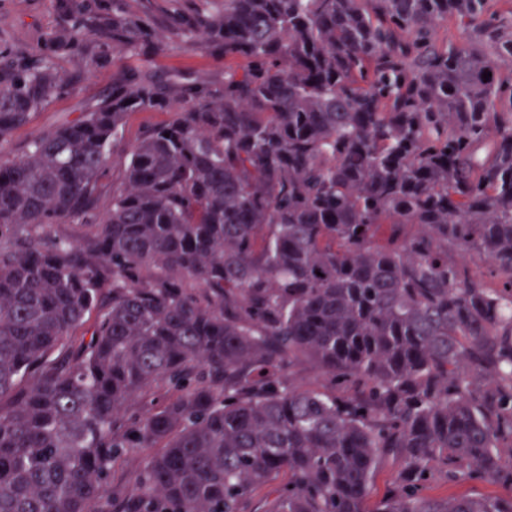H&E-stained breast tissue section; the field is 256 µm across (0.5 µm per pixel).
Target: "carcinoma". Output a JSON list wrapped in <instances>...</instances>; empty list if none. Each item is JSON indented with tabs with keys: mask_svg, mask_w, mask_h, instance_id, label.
Instances as JSON below:
<instances>
[{
	"mask_svg": "<svg viewBox=\"0 0 512 512\" xmlns=\"http://www.w3.org/2000/svg\"><path fill=\"white\" fill-rule=\"evenodd\" d=\"M62 8L0 56V512H512V0ZM171 43L224 81L111 65ZM75 50L102 102L5 154ZM167 119L162 112H138L128 117L122 145L133 140L140 128L150 124H157ZM153 454L152 448H135L123 455L113 474V483L122 489H131L144 467ZM398 471V464L393 457H383L374 482L370 505H373L386 491L391 479ZM456 492V493H465L471 496L479 497V496H486L490 494H496L502 492V489L490 485L487 483H470L463 486H460L458 488L448 490V488L442 484H437L434 486V488L429 492L430 495L435 497H443L446 494Z\"/></svg>",
	"mask_w": 512,
	"mask_h": 512,
	"instance_id": "cac0c4a2",
	"label": "carcinoma"
}]
</instances>
